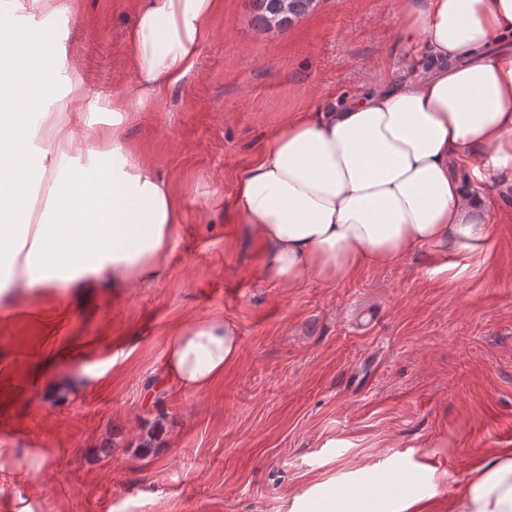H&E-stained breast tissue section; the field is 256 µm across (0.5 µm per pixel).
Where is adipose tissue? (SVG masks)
Segmentation results:
<instances>
[{"label":"adipose tissue","instance_id":"ef3b65f1","mask_svg":"<svg viewBox=\"0 0 512 512\" xmlns=\"http://www.w3.org/2000/svg\"><path fill=\"white\" fill-rule=\"evenodd\" d=\"M402 2L401 35L425 41L428 75L300 112L235 183L232 206L261 247L263 280L331 284L417 249L488 238L492 219L468 187H512V55L485 53L512 39V0ZM215 8L216 0H137L126 35L134 89L102 104L112 124L98 130L62 38L0 20V95L24 118L0 125V209L14 215L0 219V291L118 287L164 274L181 206L121 129L194 71ZM241 347L237 323L224 316L178 328L164 382L204 391ZM435 494L432 483L408 493L384 471L348 493H325L322 509L424 512ZM448 512H512V449L475 458Z\"/></svg>","mask_w":512,"mask_h":512}]
</instances>
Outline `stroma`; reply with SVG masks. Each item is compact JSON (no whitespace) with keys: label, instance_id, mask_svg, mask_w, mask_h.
<instances>
[{"label":"stroma","instance_id":"35a3bbf8","mask_svg":"<svg viewBox=\"0 0 512 512\" xmlns=\"http://www.w3.org/2000/svg\"><path fill=\"white\" fill-rule=\"evenodd\" d=\"M219 0L196 72L124 128L176 191L183 229L159 280L0 300V512H315L342 474L391 461L447 512L480 454L512 448V196L473 248H422L326 285L261 280V249L231 206L237 179L295 112L420 71L399 37L400 0H319L287 29ZM135 0H72L34 23L64 37L89 106L130 90ZM222 315L240 358L205 391L159 381L179 326ZM75 352L45 383L79 377L62 403L31 383L40 356ZM27 479H15L17 469Z\"/></svg>","mask_w":512,"mask_h":512}]
</instances>
